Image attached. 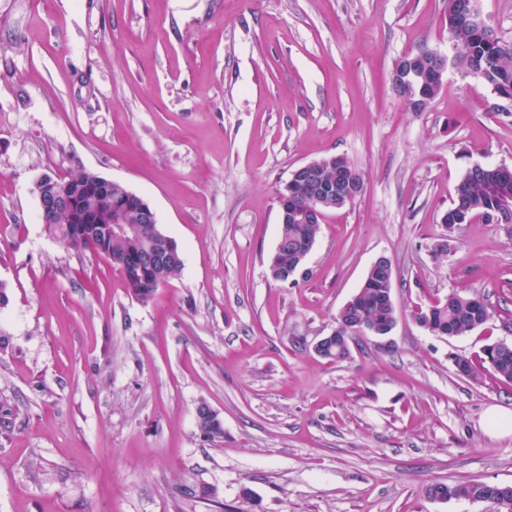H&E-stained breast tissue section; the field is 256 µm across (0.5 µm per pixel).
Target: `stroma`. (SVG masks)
Instances as JSON below:
<instances>
[{"mask_svg":"<svg viewBox=\"0 0 512 512\" xmlns=\"http://www.w3.org/2000/svg\"><path fill=\"white\" fill-rule=\"evenodd\" d=\"M423 48L455 54L446 0H0V512H492L426 488L512 484L487 422L512 383L452 363L512 345V240L441 222L474 164L512 169V112L457 65L415 111L392 69ZM331 155L364 189L276 281L279 195ZM83 171L181 250L150 301L46 232L36 180ZM382 255L395 329L318 356ZM454 290L492 318L429 333L414 310Z\"/></svg>","mask_w":512,"mask_h":512,"instance_id":"obj_1","label":"stroma"}]
</instances>
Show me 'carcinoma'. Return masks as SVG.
I'll use <instances>...</instances> for the list:
<instances>
[{"label": "carcinoma", "mask_w": 512, "mask_h": 512, "mask_svg": "<svg viewBox=\"0 0 512 512\" xmlns=\"http://www.w3.org/2000/svg\"><path fill=\"white\" fill-rule=\"evenodd\" d=\"M471 0H447L446 16L448 33L462 48L456 62L466 68L475 67L483 74V80L499 95L512 96V41L495 35L486 39L476 34L461 21L462 12ZM512 200V169L483 167L468 170L457 184L452 203L442 216L441 223L453 230L479 216L484 218L499 208L504 199ZM314 202L312 187L295 180L288 184V221L281 224L280 256L282 260L293 261L297 252L306 243L319 237L320 224H305L293 218L296 212H304ZM71 218L60 213L46 230L62 240L65 246L76 252H91L103 255L112 267L122 269L121 276L132 296L141 302L149 301L155 291L177 279L183 269V259L176 242L167 243L152 235L146 225L138 223L137 210L125 214V224L130 231L112 236L106 248L92 238L68 237L67 224ZM164 255L165 260L155 271L140 270L135 258L147 249ZM367 287L355 294V301L346 309L339 310L336 323L342 326L344 335L367 339L357 331L366 325L386 329L396 325L398 317L394 302L384 300L392 284L367 274ZM493 316L491 305L481 296L466 291H453L442 299L430 302L426 307L414 311L420 325L427 326L431 333L451 330L452 336H461L484 325ZM493 345L483 350V357L472 361L464 356L456 357V364L466 376L476 379L481 369L488 367L500 379L512 382V345L491 353ZM431 498L442 500L482 498L494 505L496 512H512V485L473 481L467 484L432 483L427 488Z\"/></svg>", "instance_id": "cac0c4a2"}]
</instances>
